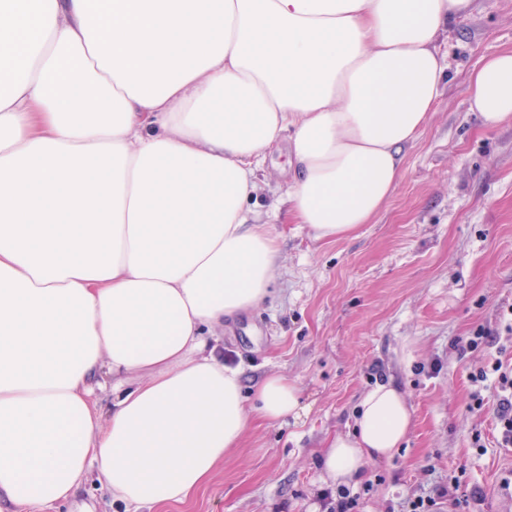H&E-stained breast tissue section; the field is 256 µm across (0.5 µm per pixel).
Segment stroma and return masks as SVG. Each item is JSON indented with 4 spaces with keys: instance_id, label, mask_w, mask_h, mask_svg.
Returning a JSON list of instances; mask_svg holds the SVG:
<instances>
[{
    "instance_id": "1",
    "label": "stroma",
    "mask_w": 512,
    "mask_h": 512,
    "mask_svg": "<svg viewBox=\"0 0 512 512\" xmlns=\"http://www.w3.org/2000/svg\"><path fill=\"white\" fill-rule=\"evenodd\" d=\"M436 46L450 80L372 223L316 239L285 215L287 143L267 153L250 207L272 224L280 274L262 306L225 320L220 346L225 364L241 369L245 392L282 374L310 409L296 422L252 421L206 484L160 512H331L336 500L326 494L319 456L352 429L375 364L401 387L415 425L402 448L369 462L351 485L360 512H401V502L457 472L482 489L480 512H512V493L501 488L512 450L495 440V391L471 380L499 347L512 352V121L487 126L468 103L477 63L512 51V0H473ZM480 328L498 347L454 349ZM477 390L485 399L479 413L468 409ZM42 512L124 508L92 476Z\"/></svg>"
}]
</instances>
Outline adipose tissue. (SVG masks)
<instances>
[{"mask_svg": "<svg viewBox=\"0 0 512 512\" xmlns=\"http://www.w3.org/2000/svg\"><path fill=\"white\" fill-rule=\"evenodd\" d=\"M472 0H0V512L96 476L126 512L185 501L251 415L300 418L206 350L261 305L277 238L249 202L287 141L290 211L319 239L370 223L446 80L436 40ZM470 109L512 120V51ZM112 393L108 409L94 389ZM414 412L360 398L323 470L350 485Z\"/></svg>", "mask_w": 512, "mask_h": 512, "instance_id": "ef3b65f1", "label": "adipose tissue"}]
</instances>
